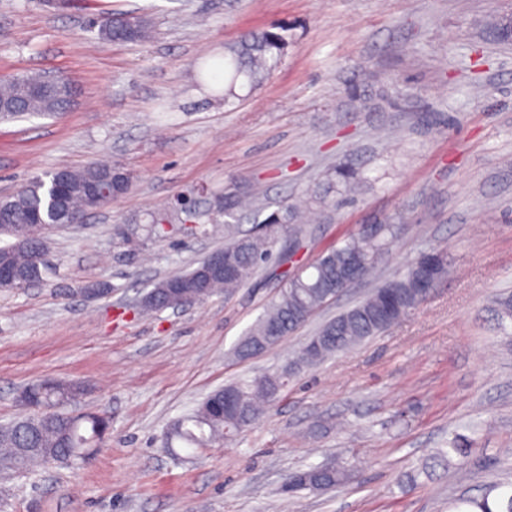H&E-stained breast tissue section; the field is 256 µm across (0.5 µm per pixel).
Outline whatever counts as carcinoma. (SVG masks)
<instances>
[{"instance_id":"carcinoma-1","label":"carcinoma","mask_w":512,"mask_h":512,"mask_svg":"<svg viewBox=\"0 0 512 512\" xmlns=\"http://www.w3.org/2000/svg\"><path fill=\"white\" fill-rule=\"evenodd\" d=\"M98 39L103 41H145L150 38L149 25L138 17H102L94 22ZM288 46L286 36L265 31L249 34L241 42L224 52V99L236 97V87L249 89L263 84L278 67ZM69 103V94L46 92L40 75L34 74L0 79V119L24 114L54 115ZM112 173V197L123 195L129 180L110 165L91 164L82 169H68L69 187L65 208L75 216H83L97 209L102 202L93 200L87 188L107 173ZM56 171L33 178L19 192L0 198V234L14 242L0 246V263L8 262L17 272L38 277L32 271L29 256L33 250H46L45 243L29 235V217L35 211L49 213L48 223H57V213L49 211V188ZM327 186L315 189L309 195L312 203L322 206L334 204L329 194L341 185L352 192L359 185L356 173L346 167H334L326 173ZM224 213V261L235 272L211 279L200 288V276L205 261L198 262L187 273L172 275L157 282L146 292L141 309L147 313L176 308L178 303L167 294L168 284L175 282L179 291L189 295L199 292L212 296L226 295L242 287L263 270L276 265L272 245L279 239L299 241L301 225L296 223L297 208L286 203L257 222L252 232L242 233L233 221L243 213L259 216L261 208L245 192L224 194L217 202ZM384 248V238L366 240L362 234L351 235L340 245L321 252L310 264L290 276L267 310L257 319L237 343L234 354L248 358L259 346L269 348L294 332L333 298L329 281L347 267L352 257L361 260V276L374 268L377 255ZM440 259L436 267L437 281L448 277L446 252L433 248L421 253L403 272L393 276L370 296L327 321L302 346L295 365L310 366L324 358L351 349L359 342L375 336L397 323L410 311L420 306L425 298L417 288V279L425 258ZM288 373L270 372L250 380L227 384L210 392L191 413L175 421L166 433L168 444L179 442L183 448L197 450L214 443L231 441L263 415L266 406L273 403L287 385ZM28 395L43 405H61L79 392L76 382L31 383ZM108 429V420L95 414H84L78 420L66 418L29 419L23 415L6 427L0 426V471L18 472L49 462H70L81 458L85 448L93 446ZM472 447V440L461 434L438 450L443 457H464ZM293 490L326 489L350 478V469L336 465L329 470L317 466L289 473ZM452 512H512V481L487 485L481 495L461 497L451 506Z\"/></svg>"}]
</instances>
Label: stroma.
Here are the masks:
<instances>
[{
    "instance_id": "stroma-1",
    "label": "stroma",
    "mask_w": 512,
    "mask_h": 512,
    "mask_svg": "<svg viewBox=\"0 0 512 512\" xmlns=\"http://www.w3.org/2000/svg\"><path fill=\"white\" fill-rule=\"evenodd\" d=\"M102 12L145 18L155 36L98 40L89 21ZM493 17H512V0H0V77L51 72L74 90L66 112L0 120V195L60 167L131 176L85 223L47 232L44 284L0 288V423L41 379L81 383L76 412L111 421L85 461L0 477V512H448L512 479V337L494 304L512 294V43ZM275 23L288 26L278 68L224 100L209 64ZM337 165L360 188L311 208L278 273L140 315L155 282L223 248L215 198L292 202ZM159 207L171 222L156 237ZM368 224L396 227L372 272L268 351L235 357L283 273ZM433 247L452 274L419 308L296 370L232 441L191 460L164 448L168 425L212 390L286 366ZM93 282L107 293L88 298ZM455 434L474 446L443 462ZM332 461L351 479L283 493L287 474Z\"/></svg>"
}]
</instances>
